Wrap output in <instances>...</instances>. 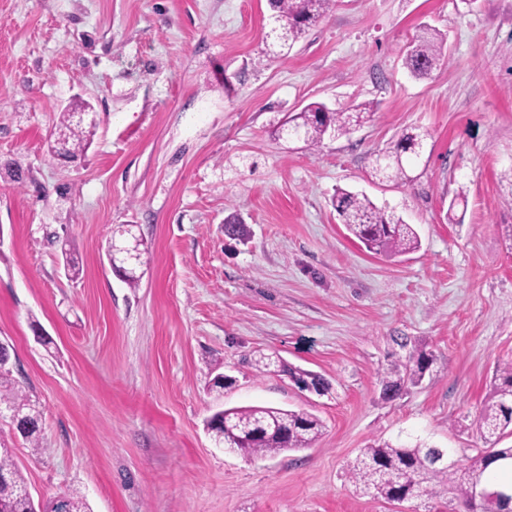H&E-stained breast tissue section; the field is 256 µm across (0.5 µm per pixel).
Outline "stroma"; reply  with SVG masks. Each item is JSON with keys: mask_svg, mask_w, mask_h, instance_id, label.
<instances>
[{"mask_svg": "<svg viewBox=\"0 0 512 512\" xmlns=\"http://www.w3.org/2000/svg\"><path fill=\"white\" fill-rule=\"evenodd\" d=\"M421 24L445 36L424 79L404 64ZM272 25L267 0H0V340L42 450L6 417L0 445L35 502L396 512L352 485L361 449L420 442L467 465L483 447L476 417L512 362V0H335L284 55ZM312 102L376 111L310 149L278 126ZM66 106L95 127L75 161L48 149ZM410 130L427 136L411 183L379 180L377 154ZM339 188L394 209L420 249L368 252ZM234 211L246 239L224 232ZM123 227L141 243L133 288L105 256ZM398 336L434 361L386 400ZM253 405L323 433L264 457L217 446L207 419ZM283 368V371L288 373L295 385L302 390H310L320 394L321 391L327 392L329 389L328 383L317 374L292 367L287 368L286 365H283Z\"/></svg>", "mask_w": 512, "mask_h": 512, "instance_id": "obj_1", "label": "stroma"}]
</instances>
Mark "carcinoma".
<instances>
[{"instance_id":"1","label":"carcinoma","mask_w":512,"mask_h":512,"mask_svg":"<svg viewBox=\"0 0 512 512\" xmlns=\"http://www.w3.org/2000/svg\"><path fill=\"white\" fill-rule=\"evenodd\" d=\"M274 15L280 46L296 42L306 29L317 23L330 10L334 0H268ZM444 37L429 25L419 26L405 56V66L415 77L424 78L443 60ZM375 112L371 102L337 112L325 104L313 102L288 120V130L295 131L309 148H317L325 135L334 132L345 136L350 130L366 122ZM50 150L57 148V139L63 138L68 152H80L86 141L82 124L73 120V113H63L62 120L52 134ZM424 135L407 131L388 151L376 158L375 172L380 178L407 184L411 182L410 167L422 154ZM332 204L341 216L347 230L374 254L404 255L419 248V238L410 224L386 207H379L367 196L338 189ZM396 344L406 354L395 359L380 375L383 397L392 399L407 387L421 382L433 361L432 355L417 347H408L402 338ZM284 371L302 390L321 393L329 389L319 375L286 367ZM0 406L15 410L24 426L17 427L20 436L35 450L41 449L38 431L39 414L22 391L10 379V370L0 369ZM477 430L486 448L465 467L450 466L445 460L446 448H428L415 444L378 443L365 448L350 463L349 478L364 495L398 504L423 496H434L442 490L455 502L451 512H512V496L500 490L490 470L502 461L512 463V445L501 446L512 437V363L496 370L492 392L484 402L476 420ZM208 428L222 430L217 442L226 448H236L253 456L278 454L285 450L308 448L322 432L321 420L308 412L292 411L271 406H247L215 412ZM487 485L493 494L481 501H473L474 483ZM0 512H37L28 493L27 484L16 468L8 449L0 450ZM42 512H91L80 493L53 500Z\"/></svg>"}]
</instances>
